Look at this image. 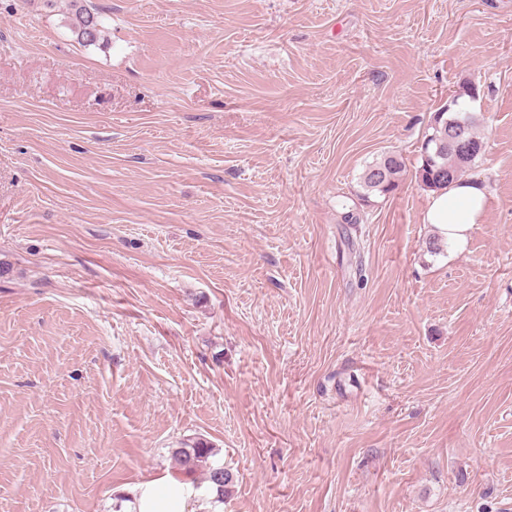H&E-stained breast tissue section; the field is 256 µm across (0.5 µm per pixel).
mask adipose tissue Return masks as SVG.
Returning <instances> with one entry per match:
<instances>
[{
  "label": "adipose tissue",
  "instance_id": "ef3b65f1",
  "mask_svg": "<svg viewBox=\"0 0 512 512\" xmlns=\"http://www.w3.org/2000/svg\"><path fill=\"white\" fill-rule=\"evenodd\" d=\"M486 187L461 180L428 194L424 223L433 225L454 252H464L476 224L489 204ZM197 490L180 478L166 475L131 489L123 512H196Z\"/></svg>",
  "mask_w": 512,
  "mask_h": 512
}]
</instances>
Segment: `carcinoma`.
<instances>
[{
	"instance_id": "cac0c4a2",
	"label": "carcinoma",
	"mask_w": 512,
	"mask_h": 512,
	"mask_svg": "<svg viewBox=\"0 0 512 512\" xmlns=\"http://www.w3.org/2000/svg\"><path fill=\"white\" fill-rule=\"evenodd\" d=\"M90 0H68L69 28L77 42L83 46L94 45L101 39L103 23L101 16L89 5ZM475 97V88L470 84H462L450 96L452 102L442 106L434 113L427 134L421 147L420 164L415 170L418 183L428 190H439L448 187L459 180L465 169L482 153L483 140L477 132L478 122L468 126L464 139L475 148L467 160H461L453 149H445L435 153L436 145L433 136L440 134V129L448 119H458L468 114L461 99ZM404 159L395 153H385L380 158L366 165L360 180L363 197L373 194L387 195L398 188L399 179L405 171ZM173 456L186 472L201 471L210 486L219 490L218 499H224V491L232 482L229 471H220V466L214 464L215 456L212 445L198 438L191 443L173 451Z\"/></svg>"
}]
</instances>
